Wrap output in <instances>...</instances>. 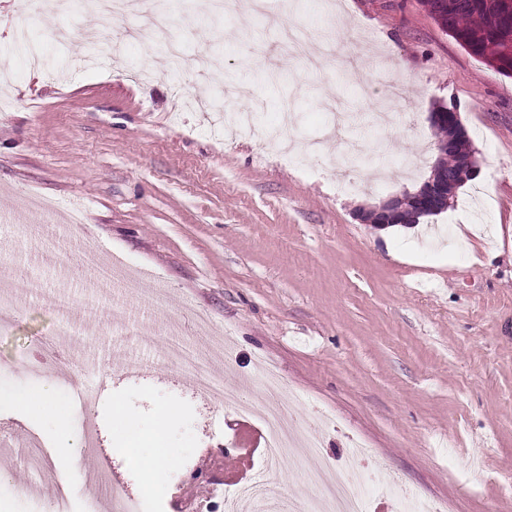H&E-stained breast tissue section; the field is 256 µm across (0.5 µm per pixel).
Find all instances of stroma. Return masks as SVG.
Returning a JSON list of instances; mask_svg holds the SVG:
<instances>
[{
	"mask_svg": "<svg viewBox=\"0 0 512 512\" xmlns=\"http://www.w3.org/2000/svg\"><path fill=\"white\" fill-rule=\"evenodd\" d=\"M257 16L209 0H164L171 42L147 54L138 17L90 15L82 0L34 15L0 0V257L36 269L45 296L12 282L16 323L0 334V390L35 391L38 405L0 401V512H115L98 455L148 512H198L250 482L262 450L236 457L235 410L197 396L193 374L163 357L168 329L222 374L242 402L263 407V369L294 394L292 416L327 419L318 457L335 479L361 439L407 491L447 512H512V78L470 55L421 0H266ZM284 27L330 33L340 58L306 67L280 45ZM121 42L115 57L95 44ZM362 125L391 106L396 142L371 163L333 165L352 131L324 140L326 101ZM457 103L479 174L454 207L385 235L359 223L361 202L421 185L438 159L428 116ZM74 203L85 224L61 231L25 201ZM127 274L153 270L152 296L97 288L94 259ZM74 310L86 346L56 336L41 375L27 362L59 306ZM210 324L200 330L195 317ZM103 383L99 452L83 447L74 386ZM174 404L179 412L166 417ZM46 474L31 485L18 459ZM71 453L61 478L52 458ZM285 458L269 480V512L314 494Z\"/></svg>",
	"mask_w": 512,
	"mask_h": 512,
	"instance_id": "obj_1",
	"label": "stroma"
}]
</instances>
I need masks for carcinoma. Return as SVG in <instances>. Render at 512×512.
<instances>
[{"label": "carcinoma", "instance_id": "1", "mask_svg": "<svg viewBox=\"0 0 512 512\" xmlns=\"http://www.w3.org/2000/svg\"><path fill=\"white\" fill-rule=\"evenodd\" d=\"M425 2L435 20L442 7H448L446 21L439 23L441 29L473 56L512 76V0Z\"/></svg>", "mask_w": 512, "mask_h": 512}]
</instances>
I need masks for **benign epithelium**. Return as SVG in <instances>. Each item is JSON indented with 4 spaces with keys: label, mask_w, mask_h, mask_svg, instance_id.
I'll use <instances>...</instances> for the list:
<instances>
[{
    "label": "benign epithelium",
    "mask_w": 512,
    "mask_h": 512,
    "mask_svg": "<svg viewBox=\"0 0 512 512\" xmlns=\"http://www.w3.org/2000/svg\"><path fill=\"white\" fill-rule=\"evenodd\" d=\"M457 121H459L457 112L451 115L446 112L430 113L431 126L448 125V137L436 144L439 154H446L452 147L456 134L455 122ZM455 186V175L449 173L446 168L435 167L416 191L405 190L374 208L362 207L358 211V218L364 224H373L377 227L381 226V223L375 221V216L379 214H386L400 224H415L419 216L434 209L438 198L443 195L450 196Z\"/></svg>",
    "instance_id": "benign-epithelium-1"
}]
</instances>
